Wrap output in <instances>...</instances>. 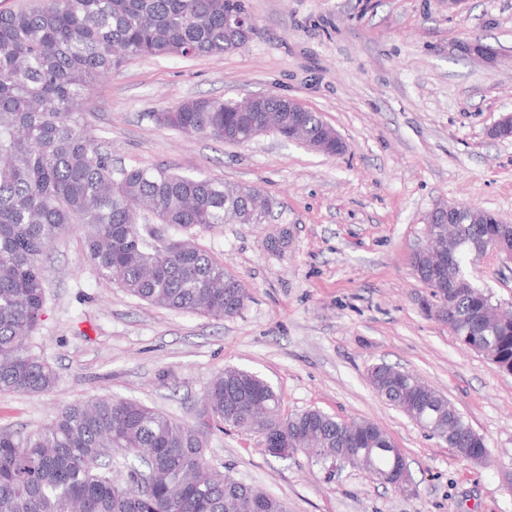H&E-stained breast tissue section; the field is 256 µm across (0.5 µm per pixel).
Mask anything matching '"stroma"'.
<instances>
[{
	"label": "stroma",
	"instance_id": "35a3bbf8",
	"mask_svg": "<svg viewBox=\"0 0 512 512\" xmlns=\"http://www.w3.org/2000/svg\"><path fill=\"white\" fill-rule=\"evenodd\" d=\"M258 31L221 56L127 61L95 83L92 135L119 166H166L259 189L267 224L198 231L251 295L221 321L156 308L101 278L74 228L43 267L42 321L30 349L55 370L39 396L0 393V428L37 430L96 395L140 401L192 424L224 367L259 374L281 411L371 420L401 448L413 494L302 454L275 458L262 438L214 431L206 458L288 505V512H512V375L494 370L447 326L423 315L427 288L410 266L425 218L443 202L512 223V140L489 128L512 110V0H248ZM481 39L493 62L464 53ZM297 100L345 140L330 158L267 134L245 144L189 137L152 113L200 97ZM284 237L280 250L268 237ZM385 362L447 396L490 450L464 460L379 397Z\"/></svg>",
	"mask_w": 512,
	"mask_h": 512
}]
</instances>
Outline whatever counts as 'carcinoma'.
<instances>
[{
  "label": "carcinoma",
  "instance_id": "carcinoma-1",
  "mask_svg": "<svg viewBox=\"0 0 512 512\" xmlns=\"http://www.w3.org/2000/svg\"><path fill=\"white\" fill-rule=\"evenodd\" d=\"M230 16L251 18L245 0H33L0 12V392L50 391L56 373L26 340L46 305L42 260L73 227L86 229L88 261L105 280L154 307L222 320L250 298L242 282L194 242V232L221 224H258L250 189L181 175L167 167L112 165V149L91 137L89 90L130 58L221 55L256 33L236 32ZM286 100L261 95L256 112L221 98L187 99L157 124L187 135L234 143L269 111L283 112L300 142L338 152L331 129L307 110L288 114ZM470 208L457 242L455 278L468 274L474 247L512 249V224L490 223ZM433 246L448 247V228L426 227ZM446 325L501 373H512V314L494 316L476 286L446 297ZM372 389L409 417L448 429L460 457L486 447L456 407L431 386L386 363L368 372ZM263 417L274 432L328 469L344 451L375 481L392 476L394 442L378 424L344 422L310 409L283 416L280 398L260 375L228 367L208 383L199 421L186 424L141 402L95 396L60 408L42 429H0V512H288L281 499L209 464L210 432L251 430Z\"/></svg>",
  "mask_w": 512,
  "mask_h": 512
}]
</instances>
